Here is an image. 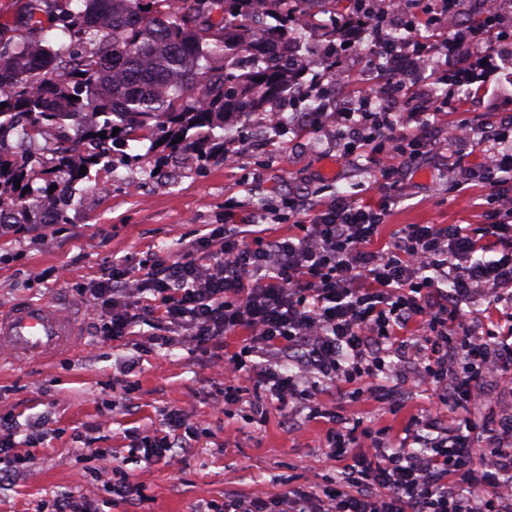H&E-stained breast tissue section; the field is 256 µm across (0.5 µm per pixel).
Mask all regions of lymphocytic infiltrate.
Wrapping results in <instances>:
<instances>
[{
  "instance_id": "f902f5d3",
  "label": "lymphocytic infiltrate",
  "mask_w": 512,
  "mask_h": 512,
  "mask_svg": "<svg viewBox=\"0 0 512 512\" xmlns=\"http://www.w3.org/2000/svg\"><path fill=\"white\" fill-rule=\"evenodd\" d=\"M435 2L401 11L403 52L386 57L393 70L422 67L428 76L386 93L361 92L336 115L346 153L368 146L375 155L377 200L290 199L295 232L288 236L274 235L266 209L253 207L237 224L199 236L185 255L157 252L135 268L117 261L78 290L99 314L104 341H126L137 326L157 323L158 345L177 334L192 347L217 349L229 379L224 405L242 401L250 381L267 400L307 405L312 419L326 422L324 446L343 462L338 479L317 490L228 493L207 512H512V417L480 424L470 416L487 378L512 375L511 90L500 93L495 120L458 121L451 137L454 187L490 188L483 223L406 224L376 243L392 205L409 197L407 170L429 152L418 124L468 111L491 76L512 70V0H484L485 9L463 13L455 0ZM454 12L458 20L442 28ZM391 26L374 0H359L336 29L337 57L365 41L384 51ZM436 80L447 83L445 95L431 93ZM479 301L487 317L473 314ZM403 348L437 402L455 410L450 423L414 416L386 440L313 401L310 380L339 391L368 381L370 398L397 410L392 391L373 381ZM293 351L304 374L281 370L279 355ZM16 433L12 414L0 413V483L28 468L30 448L44 441L40 433L25 438L22 454ZM194 438L174 406L131 450L148 462L178 463Z\"/></svg>"
}]
</instances>
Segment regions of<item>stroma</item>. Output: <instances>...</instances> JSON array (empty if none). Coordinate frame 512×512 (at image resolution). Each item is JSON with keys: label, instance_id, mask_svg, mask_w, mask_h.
Listing matches in <instances>:
<instances>
[{"label": "stroma", "instance_id": "obj_1", "mask_svg": "<svg viewBox=\"0 0 512 512\" xmlns=\"http://www.w3.org/2000/svg\"><path fill=\"white\" fill-rule=\"evenodd\" d=\"M289 131L277 137L261 113L230 117L224 133L227 159L199 166L188 155L169 161L165 177L145 181L137 164L116 163L76 194L68 223L0 238V307L54 295L70 301L80 321L79 347L51 363L21 370L0 365V409L12 410L22 433L35 417H51L53 433L33 448L29 468L0 488V512H34L37 504L62 492L106 501L103 480L83 478L100 468L75 435L101 426L97 447L121 451L127 431L156 427L162 411L177 405L199 429L193 448L178 467L138 462L127 465L132 483L146 498L138 506L118 504L106 512H204L228 491L260 494L305 483L323 484L341 464L323 446L326 424L311 420L303 406L287 410L270 404L262 422L251 419L247 403L217 408L225 378L209 352L184 345L158 349L152 329L141 326L134 344L106 343L96 334L97 315L81 303L77 284L90 281L112 262L135 266L156 251H189L201 230L217 227L228 213L247 204L287 213L290 194L319 190L322 201L362 197L379 175L368 156L345 155L336 143V118L324 116L307 127L288 112ZM451 112L424 134L434 147L421 171L407 174L408 200L393 206L382 228L390 236L405 224H478L484 187L452 191L448 183V125ZM247 131L239 140L238 131ZM404 358L383 383L401 397L400 410L351 394H317V401L377 428L400 432L413 416L447 419Z\"/></svg>", "mask_w": 512, "mask_h": 512}]
</instances>
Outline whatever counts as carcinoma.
I'll list each match as a JSON object with an SVG mask.
<instances>
[{"label":"carcinoma","mask_w":512,"mask_h":512,"mask_svg":"<svg viewBox=\"0 0 512 512\" xmlns=\"http://www.w3.org/2000/svg\"><path fill=\"white\" fill-rule=\"evenodd\" d=\"M255 2L23 0L22 25L0 26V130L23 133L17 148L0 144V225L66 223L107 150L205 163L224 153L229 116L278 111L292 60L266 61L263 35L298 54L305 42L296 0H262L260 14Z\"/></svg>","instance_id":"obj_1"}]
</instances>
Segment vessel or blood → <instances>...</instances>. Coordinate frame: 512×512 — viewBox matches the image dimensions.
Wrapping results in <instances>:
<instances>
[{
	"label": "vessel or blood",
	"mask_w": 512,
	"mask_h": 512,
	"mask_svg": "<svg viewBox=\"0 0 512 512\" xmlns=\"http://www.w3.org/2000/svg\"><path fill=\"white\" fill-rule=\"evenodd\" d=\"M81 339L75 317L56 308L48 297L15 305L0 313V350L9 362H45L71 350Z\"/></svg>",
	"instance_id": "b4317fda"
}]
</instances>
